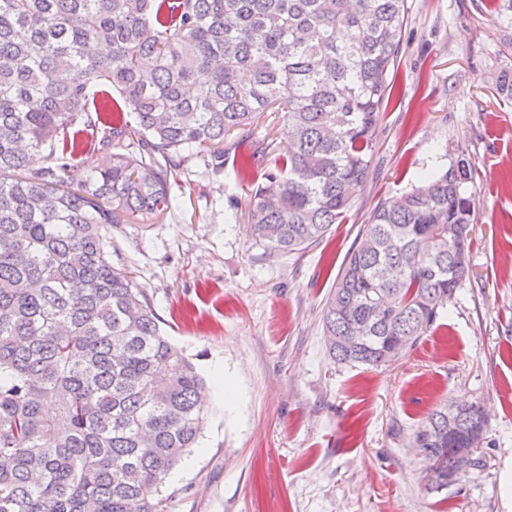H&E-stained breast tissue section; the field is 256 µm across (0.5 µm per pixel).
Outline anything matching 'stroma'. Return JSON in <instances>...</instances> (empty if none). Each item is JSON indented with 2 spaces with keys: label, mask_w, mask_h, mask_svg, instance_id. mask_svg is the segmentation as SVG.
Masks as SVG:
<instances>
[{
  "label": "stroma",
  "mask_w": 512,
  "mask_h": 512,
  "mask_svg": "<svg viewBox=\"0 0 512 512\" xmlns=\"http://www.w3.org/2000/svg\"><path fill=\"white\" fill-rule=\"evenodd\" d=\"M395 83L369 177L344 223L300 254L248 233L253 183L236 168L260 140L288 151L266 112L224 140V169L193 159L164 213L112 227V263L142 288L168 339L232 402L168 477V512H512V0H407ZM474 179L470 275L427 336L378 368L334 363L322 312L360 230L383 200L458 159ZM478 402L480 463L436 491L413 443L433 409Z\"/></svg>",
  "instance_id": "stroma-1"
}]
</instances>
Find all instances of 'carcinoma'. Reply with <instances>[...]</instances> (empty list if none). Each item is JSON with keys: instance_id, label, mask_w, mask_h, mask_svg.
<instances>
[{"instance_id": "1", "label": "carcinoma", "mask_w": 512, "mask_h": 512, "mask_svg": "<svg viewBox=\"0 0 512 512\" xmlns=\"http://www.w3.org/2000/svg\"><path fill=\"white\" fill-rule=\"evenodd\" d=\"M406 2L0 0V512H165L205 381L112 265V225L166 211L169 174L198 155L223 170L224 138L280 112L290 149L250 230L271 253L321 244L368 178ZM110 89L135 125L101 120ZM472 179L460 159L376 207L323 307L335 362L386 365L437 321L469 277ZM480 410L415 432L432 488L448 419L463 435Z\"/></svg>"}]
</instances>
